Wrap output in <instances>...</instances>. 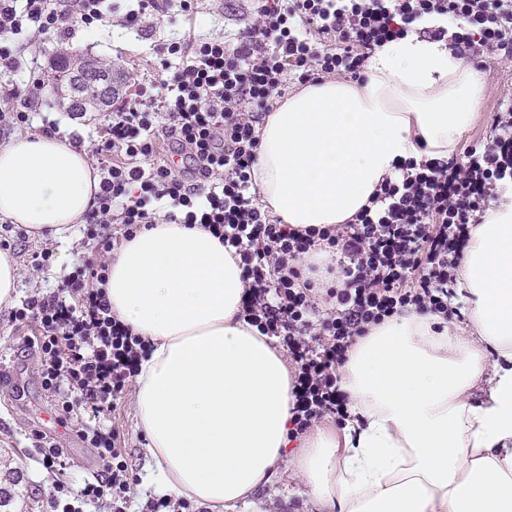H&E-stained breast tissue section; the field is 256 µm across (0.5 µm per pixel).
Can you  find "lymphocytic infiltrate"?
<instances>
[{"label": "lymphocytic infiltrate", "mask_w": 512, "mask_h": 512, "mask_svg": "<svg viewBox=\"0 0 512 512\" xmlns=\"http://www.w3.org/2000/svg\"><path fill=\"white\" fill-rule=\"evenodd\" d=\"M111 9L109 0H0V73L20 67L24 41L65 36ZM434 17L447 25L426 26ZM413 31L448 40L478 69L494 59L512 62V0H262L235 44L198 41L160 94L144 90L117 104L108 139L93 150L102 159L101 182L84 242L110 251L113 233L131 238L164 215L203 225L232 249L244 285L241 318L279 344L293 367L294 439L325 417L347 419L340 369L357 337L410 309L459 315L452 298L470 228L512 188L510 104L491 117L494 137L473 141L462 156L401 159L347 223L299 229L259 203V130L289 77L363 79L375 46ZM44 88L40 78L23 91L0 88V130L28 124ZM162 147L180 156V167L156 163ZM322 250L324 264L309 263ZM108 279V263L87 260L59 291L11 311L39 329L28 343L65 421L108 417L151 349L113 314ZM78 433L106 471L79 487L59 482L55 506L82 512L85 502L107 496L112 512H127L130 473L118 432L83 426Z\"/></svg>", "instance_id": "obj_1"}]
</instances>
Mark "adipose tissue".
<instances>
[{
    "mask_svg": "<svg viewBox=\"0 0 512 512\" xmlns=\"http://www.w3.org/2000/svg\"><path fill=\"white\" fill-rule=\"evenodd\" d=\"M480 74L446 41L376 47L362 82L308 85L270 113L253 177L298 227L342 224L398 159L447 158L472 127ZM100 177L56 137L0 147V216L66 239ZM472 330L411 311L359 337L341 370L350 418L289 445L292 374L238 320L241 270L198 224L163 223L109 265L113 313L153 349L134 408L161 488L237 512L281 466L318 512H512V195L474 225L460 265Z\"/></svg>",
    "mask_w": 512,
    "mask_h": 512,
    "instance_id": "1",
    "label": "adipose tissue"
}]
</instances>
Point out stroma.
Instances as JSON below:
<instances>
[{"label": "stroma", "mask_w": 512, "mask_h": 512, "mask_svg": "<svg viewBox=\"0 0 512 512\" xmlns=\"http://www.w3.org/2000/svg\"><path fill=\"white\" fill-rule=\"evenodd\" d=\"M252 0H194L192 11L181 12L172 6L167 16L147 17L141 29L128 28L122 19V9H115L103 21L91 26H73L68 37L40 38L23 47V65L10 74L9 80L25 88L34 78L52 79L51 62L62 50L83 55L101 63H115L127 76L119 91V99H132L145 85L160 84L166 74L158 67L159 58L173 40H182L192 47L201 38L220 36L234 40L239 29L254 19ZM484 97L477 121L467 133L468 139L489 136V113L500 104L512 101V64L490 62L482 70ZM29 125L0 134V146L12 137L41 135L44 120L54 121L58 137L81 138L83 149H92L108 137L104 112L90 111L85 119L71 118L67 103L59 102L54 94H46L34 107ZM82 231H75L74 241L66 245L52 236L33 238L11 233L20 278L19 297L47 294L61 286L91 251L82 243ZM49 250L47 266L32 265L34 253ZM35 328L12 320L10 310L0 307V366L8 372V381L0 385V488L14 491L10 512H53L51 494L57 480L80 485L84 479L103 473L104 462L94 449L77 434L76 422L55 419V402L44 391L40 362L35 349L26 340ZM134 389H127L104 429H116L123 441L122 448L134 480L130 485L129 512H148L146 503L156 498L149 484L153 468L143 445L134 411ZM53 438L62 450L65 471L43 466L32 448L34 433ZM256 512H317L306 487L288 470H280L272 483L262 486L253 497Z\"/></svg>", "instance_id": "1"}]
</instances>
